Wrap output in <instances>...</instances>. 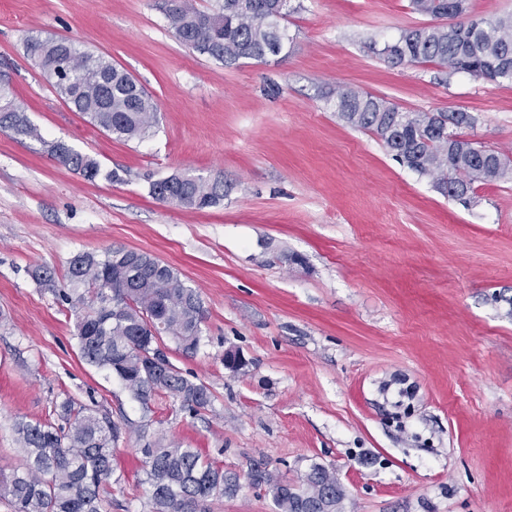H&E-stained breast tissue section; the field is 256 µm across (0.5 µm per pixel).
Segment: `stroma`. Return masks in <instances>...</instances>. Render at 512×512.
I'll return each mask as SVG.
<instances>
[{
  "instance_id": "stroma-1",
  "label": "stroma",
  "mask_w": 512,
  "mask_h": 512,
  "mask_svg": "<svg viewBox=\"0 0 512 512\" xmlns=\"http://www.w3.org/2000/svg\"><path fill=\"white\" fill-rule=\"evenodd\" d=\"M409 3L290 0L287 53L229 68L178 40L164 0H0L11 97L104 172L88 181L0 132V473L23 462L15 423L49 421L73 397L123 424L126 483L107 512H148V434L241 475L209 512H275L245 478L253 462L294 481L332 468L341 512H512V180L463 205L334 109L353 89L404 111H464L465 137L512 155V84L380 59L430 24ZM32 34L129 73L158 103L150 136L119 141L71 111L26 56ZM187 169L223 178L228 196L195 210L149 195ZM120 245L199 289L206 343L172 362L211 389L208 411L163 394L142 409L81 360L73 312L30 276ZM230 348L244 372L225 368Z\"/></svg>"
}]
</instances>
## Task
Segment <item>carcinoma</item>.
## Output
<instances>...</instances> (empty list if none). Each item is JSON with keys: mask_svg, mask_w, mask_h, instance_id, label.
<instances>
[{"mask_svg": "<svg viewBox=\"0 0 512 512\" xmlns=\"http://www.w3.org/2000/svg\"><path fill=\"white\" fill-rule=\"evenodd\" d=\"M166 10L171 29L196 52L226 67L243 60L281 54L288 33L281 21L288 0H224L219 10H200L191 0ZM412 9L434 24L400 33L379 55L392 66L433 63L450 73H467L494 82H512V19L476 25L461 21L466 0H410ZM25 52L52 80L59 97L96 127L130 141L146 137L154 126L155 100L112 61L88 53L65 38L30 36ZM336 117L354 129L376 136L398 161L421 176H430L444 195L466 202L477 182L512 177V157L480 149L458 130L474 126L462 111L409 112L390 102L346 90L336 93ZM0 131L38 142L42 150L89 181L101 174L100 163L61 140H48L15 102L0 106ZM149 194L176 205L203 210L219 205L224 180L190 171L149 183ZM38 287L53 293L76 316L81 358L112 373L142 408L163 392L181 399L194 413L212 406L214 396L202 383L187 378L170 355L192 357L205 343V309L199 291L176 270L152 255L123 246L100 254L83 252L70 261L65 283L55 271H31ZM62 424L14 426L25 456L21 468L0 474V497L14 512H104L103 492L121 484L114 468L119 423L95 405L68 398L60 405ZM148 485L150 512H206L207 501L232 496L239 478L226 473L196 448L159 437L140 449ZM251 484L266 488L276 512H339L344 490L336 475L312 465L297 485L274 476L260 463L250 464Z\"/></svg>", "mask_w": 512, "mask_h": 512, "instance_id": "1", "label": "carcinoma"}]
</instances>
